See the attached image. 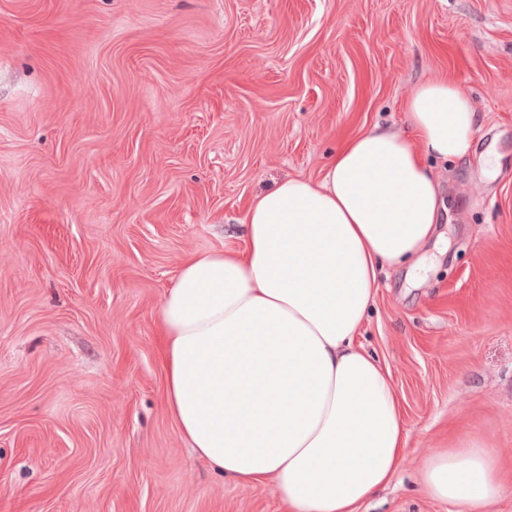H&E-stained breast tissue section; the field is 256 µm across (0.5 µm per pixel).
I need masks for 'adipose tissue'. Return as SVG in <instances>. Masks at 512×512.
I'll return each instance as SVG.
<instances>
[{
  "instance_id": "ef3b65f1",
  "label": "adipose tissue",
  "mask_w": 512,
  "mask_h": 512,
  "mask_svg": "<svg viewBox=\"0 0 512 512\" xmlns=\"http://www.w3.org/2000/svg\"><path fill=\"white\" fill-rule=\"evenodd\" d=\"M406 129L349 137L321 180L257 196L245 246L192 256L160 311L167 406L193 455L287 512H359L402 464L389 371L356 342L377 270L421 255L445 208L428 158H465L477 116L445 78L403 103ZM508 489L477 444L438 448L422 491L487 512Z\"/></svg>"
}]
</instances>
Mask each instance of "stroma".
<instances>
[{"label":"stroma","instance_id":"35a3bbf8","mask_svg":"<svg viewBox=\"0 0 512 512\" xmlns=\"http://www.w3.org/2000/svg\"><path fill=\"white\" fill-rule=\"evenodd\" d=\"M438 77L477 129L432 165L450 211L418 280L381 271L357 336L407 433L360 512H462L421 479L467 441L512 483V0H0V512H286L180 436L165 295Z\"/></svg>","mask_w":512,"mask_h":512}]
</instances>
